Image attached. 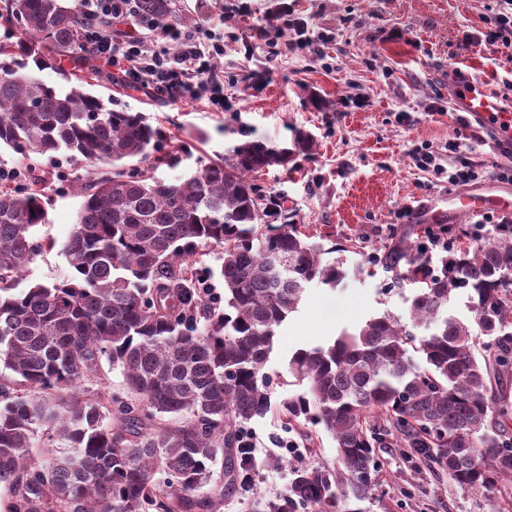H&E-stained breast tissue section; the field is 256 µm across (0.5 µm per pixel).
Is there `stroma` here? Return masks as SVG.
<instances>
[{
	"label": "stroma",
	"mask_w": 512,
	"mask_h": 512,
	"mask_svg": "<svg viewBox=\"0 0 512 512\" xmlns=\"http://www.w3.org/2000/svg\"><path fill=\"white\" fill-rule=\"evenodd\" d=\"M171 24L222 38L224 109L206 99L178 103L127 85L99 68L91 54L47 56L36 75L60 85L70 74L89 77L88 93L110 108L145 113L157 130L168 164L155 168L171 181L204 164L232 156L249 141L292 147L309 136L312 150L294 153L284 166L259 172L254 184L281 206L275 224H301L314 241L335 250L349 275L330 289L311 285L296 312L279 328L266 371L273 404L249 421L259 447L249 463L237 464L238 481L224 493L220 512H257V503L288 489L290 468L333 462L327 433L288 430L277 404L287 397L288 361L299 348L334 339L384 311L403 314L411 285L391 286V275L372 261L389 243L394 227L426 244L429 227L447 225L455 244L484 213L455 212L448 173L462 162L485 168L504 163L493 135L467 140L448 109L451 92L464 81L506 93L512 81V51L472 45L464 35L484 31L492 0H174ZM235 14L223 23L222 11ZM460 142L459 152L448 149ZM431 159L421 168L422 156ZM44 184L46 224L36 240H52L24 276L25 283L51 285L70 273L63 245L76 221L89 179L84 162L61 151L38 160ZM376 449L378 487L368 512H512L500 491L476 492L448 479L401 446L390 425ZM283 438L292 449L277 448Z\"/></svg>",
	"instance_id": "1"
}]
</instances>
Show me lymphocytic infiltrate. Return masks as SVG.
Masks as SVG:
<instances>
[{"instance_id": "obj_1", "label": "lymphocytic infiltrate", "mask_w": 512, "mask_h": 512, "mask_svg": "<svg viewBox=\"0 0 512 512\" xmlns=\"http://www.w3.org/2000/svg\"><path fill=\"white\" fill-rule=\"evenodd\" d=\"M79 9L85 19V48L115 68L129 84L145 87L172 102L186 91L205 90L211 111H223L224 72L215 64L224 53L223 44L203 40L199 31L180 34L166 21L139 16L137 0H80ZM125 17L136 19L139 36H113L112 20ZM174 38L181 41L176 53L167 49L168 41Z\"/></svg>"}]
</instances>
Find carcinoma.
<instances>
[{"label":"carcinoma","mask_w":512,"mask_h":512,"mask_svg":"<svg viewBox=\"0 0 512 512\" xmlns=\"http://www.w3.org/2000/svg\"><path fill=\"white\" fill-rule=\"evenodd\" d=\"M167 19L173 0H139ZM17 29L0 45V146L27 169L66 150L112 175L90 177L69 239L72 274L17 289L41 252L42 183L0 189V487L5 512H218L210 487L224 459L234 481L240 428L271 408L266 365L277 329L309 283L347 272L298 224L263 231L271 208L252 176L292 150L248 142L189 177L159 181L145 163L156 130L141 112L112 111L78 87L25 72L81 49L84 17L69 0H6ZM216 252L224 307L207 303L198 265ZM416 286L408 318L385 312L324 345L296 350L283 424L336 444V463L293 467L286 494L262 512H367L377 485L380 415L404 447L454 483L492 491L512 481V404L493 383L512 374V230L443 255L437 265L405 229L377 259ZM465 297L468 316L452 313ZM488 337L477 357L475 333ZM121 369L131 400L107 386L80 393L102 360ZM56 440L65 448L36 452Z\"/></svg>","instance_id":"obj_1"}]
</instances>
